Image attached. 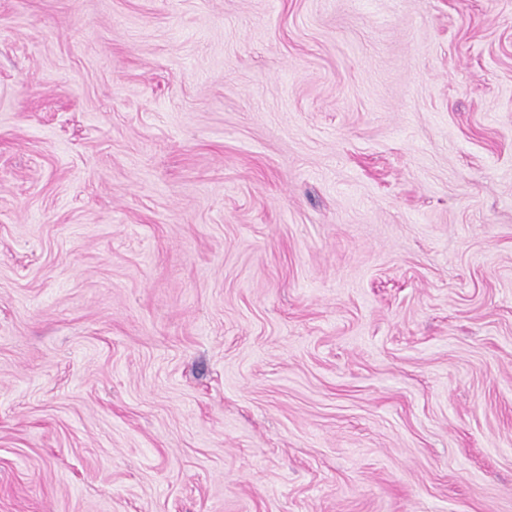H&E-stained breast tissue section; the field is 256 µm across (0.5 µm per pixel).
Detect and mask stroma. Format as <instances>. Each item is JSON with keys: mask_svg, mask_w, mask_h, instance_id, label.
<instances>
[{"mask_svg": "<svg viewBox=\"0 0 512 512\" xmlns=\"http://www.w3.org/2000/svg\"><path fill=\"white\" fill-rule=\"evenodd\" d=\"M0 512H512V0H0Z\"/></svg>", "mask_w": 512, "mask_h": 512, "instance_id": "obj_1", "label": "stroma"}]
</instances>
